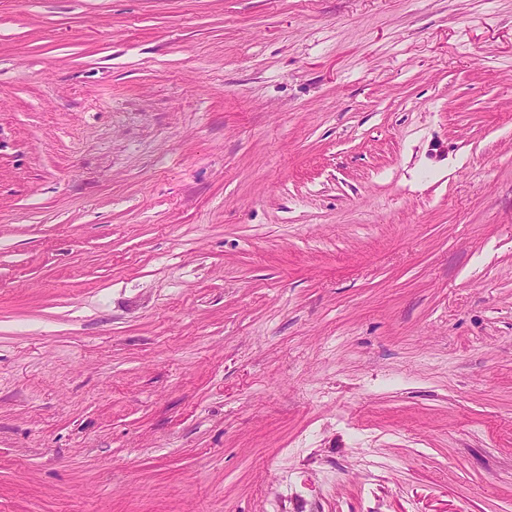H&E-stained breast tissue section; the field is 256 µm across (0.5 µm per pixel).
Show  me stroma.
I'll use <instances>...</instances> for the list:
<instances>
[{
    "label": "stroma",
    "mask_w": 512,
    "mask_h": 512,
    "mask_svg": "<svg viewBox=\"0 0 512 512\" xmlns=\"http://www.w3.org/2000/svg\"><path fill=\"white\" fill-rule=\"evenodd\" d=\"M0 512H512V0H0Z\"/></svg>",
    "instance_id": "35a3bbf8"
}]
</instances>
